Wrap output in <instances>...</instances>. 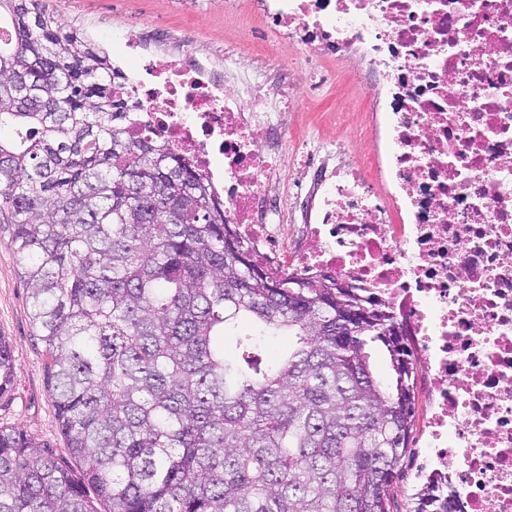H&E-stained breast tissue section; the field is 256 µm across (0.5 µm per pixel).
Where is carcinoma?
Returning a JSON list of instances; mask_svg holds the SVG:
<instances>
[{"mask_svg":"<svg viewBox=\"0 0 512 512\" xmlns=\"http://www.w3.org/2000/svg\"><path fill=\"white\" fill-rule=\"evenodd\" d=\"M112 62L43 0H0V216L69 455L0 428V512H391L416 361L359 288L268 276ZM385 348L388 376L371 365ZM16 362L0 336V397ZM434 480L413 512H454Z\"/></svg>","mask_w":512,"mask_h":512,"instance_id":"cac0c4a2","label":"carcinoma"}]
</instances>
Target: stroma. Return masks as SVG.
<instances>
[{
    "instance_id": "35a3bbf8",
    "label": "stroma",
    "mask_w": 512,
    "mask_h": 512,
    "mask_svg": "<svg viewBox=\"0 0 512 512\" xmlns=\"http://www.w3.org/2000/svg\"><path fill=\"white\" fill-rule=\"evenodd\" d=\"M48 6L69 25L93 28L95 45L116 57L121 50L112 38V24L118 10L161 21L173 30L195 33L201 47L220 46L234 39L223 14H177L170 10L168 0H48ZM366 80V75L353 71L336 77L318 95L303 101L300 111L288 115L285 140H292L291 127L295 124L320 137L332 136L333 129L324 123L323 116L338 109L348 112L352 119L361 118L360 85ZM8 241V227L0 224V335L9 339L16 360L11 387L0 397V427L22 429L65 461L69 455L47 387L44 345L30 318L26 288L20 278L21 262ZM425 417V390L419 384L415 387V425L409 450L392 486L394 512H412L414 508V495L421 486L418 472L423 462Z\"/></svg>"
}]
</instances>
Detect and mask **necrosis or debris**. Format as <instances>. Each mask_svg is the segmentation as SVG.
Returning a JSON list of instances; mask_svg holds the SVG:
<instances>
[{
    "mask_svg": "<svg viewBox=\"0 0 512 512\" xmlns=\"http://www.w3.org/2000/svg\"><path fill=\"white\" fill-rule=\"evenodd\" d=\"M174 3L223 11L241 43L165 53L150 22L115 29L138 128L203 175L268 273L392 311L427 380L431 477L460 512H512V0ZM278 45L373 73L368 124L284 151L287 112L321 84L282 82Z\"/></svg>",
    "mask_w": 512,
    "mask_h": 512,
    "instance_id": "1",
    "label": "necrosis or debris"
}]
</instances>
